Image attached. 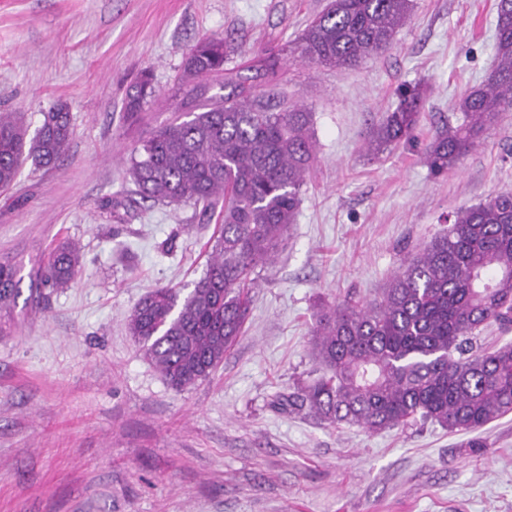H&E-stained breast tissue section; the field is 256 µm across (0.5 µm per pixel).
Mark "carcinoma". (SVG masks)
<instances>
[{
    "instance_id": "cac0c4a2",
    "label": "carcinoma",
    "mask_w": 512,
    "mask_h": 512,
    "mask_svg": "<svg viewBox=\"0 0 512 512\" xmlns=\"http://www.w3.org/2000/svg\"><path fill=\"white\" fill-rule=\"evenodd\" d=\"M413 0H330L306 26L293 53L336 68L390 50ZM496 63L488 78L458 103L448 124L422 151L430 171L456 168L512 112V0L496 3ZM224 38L204 37L185 54L180 86L192 102L155 126L132 148L126 175L143 201L201 207L203 221L221 218L203 275L188 293L172 286L149 291L127 320L147 361L174 390L207 379L243 332L256 269L272 264L296 222L302 189L316 159L311 113L303 105L271 111L283 70L264 51L244 67H226ZM208 79L227 93L208 95ZM156 97L148 70L130 83L122 110L134 126ZM424 108L407 86L365 141L379 155L408 142ZM71 113L55 105L28 136L23 115L0 112V188L27 161L49 168L73 137ZM81 251L69 241L50 252L40 276L49 288L80 272ZM16 295L14 271L0 265V308ZM491 323L512 326V192L462 207L448 231L405 258L380 299L345 300L320 308L311 355L321 375L283 407H299L331 424L369 432L403 429L422 419L450 433L476 432L512 413V344L483 345Z\"/></svg>"
}]
</instances>
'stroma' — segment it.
<instances>
[{
  "label": "stroma",
  "mask_w": 512,
  "mask_h": 512,
  "mask_svg": "<svg viewBox=\"0 0 512 512\" xmlns=\"http://www.w3.org/2000/svg\"><path fill=\"white\" fill-rule=\"evenodd\" d=\"M329 0H0V112L37 129L71 112L69 153L24 165L0 190V264L18 295L0 309V512H512V414L469 435L417 422L369 432L279 408L319 374L310 330L322 303L371 301L455 212L512 190V112L459 166L422 150L494 64L496 0H413L388 52L339 71L288 54ZM228 64L286 50L275 109L305 105L316 161L275 264L258 272L244 331L209 378L178 392L127 319L151 289H192L218 221L193 205L131 202L135 141L170 118L176 76L200 38ZM151 70L159 97L122 120L127 84ZM426 100L410 143L364 141L402 86ZM127 201L112 212V200ZM81 248L68 287L35 295L59 242Z\"/></svg>",
  "instance_id": "35a3bbf8"
}]
</instances>
